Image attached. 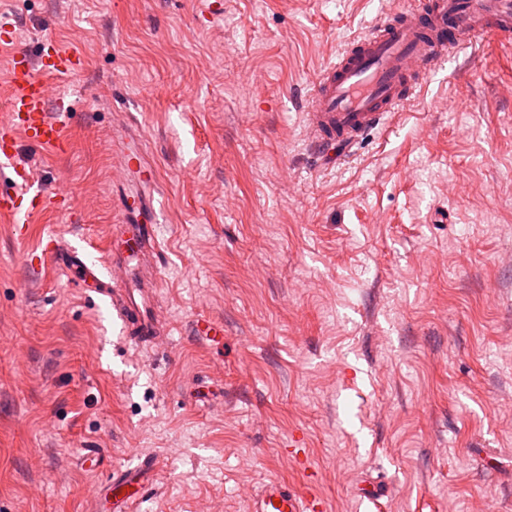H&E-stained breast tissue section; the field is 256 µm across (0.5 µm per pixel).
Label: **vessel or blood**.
I'll use <instances>...</instances> for the list:
<instances>
[{"label":"vessel or blood","instance_id":"vessel-or-blood-1","mask_svg":"<svg viewBox=\"0 0 512 512\" xmlns=\"http://www.w3.org/2000/svg\"><path fill=\"white\" fill-rule=\"evenodd\" d=\"M512 41V0H411L409 6L383 15L370 30L348 42L336 60L319 74L306 109V126L315 148L351 151L371 132L388 130L401 108L450 54L463 52L472 37ZM11 95L7 120L0 122V158L13 159L18 137L63 151L60 122L50 118L47 76L65 77L78 69L80 57L64 52L53 37L37 51L11 54ZM124 171L136 178L134 194L117 193L123 228L106 252L110 280H102L76 247L48 239L42 256L80 287H92L106 298L133 342L154 347L161 330L150 307L159 288V272L143 273L133 261L149 251L160 256V244L149 218L155 213L157 179L140 147L127 142ZM16 183L0 187V218H15L24 200L19 184L27 169L14 170ZM156 462L143 459L136 467L111 472L98 493L110 512H134L139 495L152 486ZM249 512H323L322 503L272 479L253 496Z\"/></svg>","mask_w":512,"mask_h":512}]
</instances>
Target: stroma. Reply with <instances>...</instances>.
<instances>
[{
  "label": "stroma",
  "mask_w": 512,
  "mask_h": 512,
  "mask_svg": "<svg viewBox=\"0 0 512 512\" xmlns=\"http://www.w3.org/2000/svg\"><path fill=\"white\" fill-rule=\"evenodd\" d=\"M223 2L0 0L16 45L84 61L48 81L66 152L14 158L53 203L0 219V512H106L107 466L146 454L135 512H249L272 478L327 512H512V44L321 165L316 77L406 0ZM127 131L159 182L153 348L32 258L51 232L102 260Z\"/></svg>",
  "instance_id": "1"
}]
</instances>
